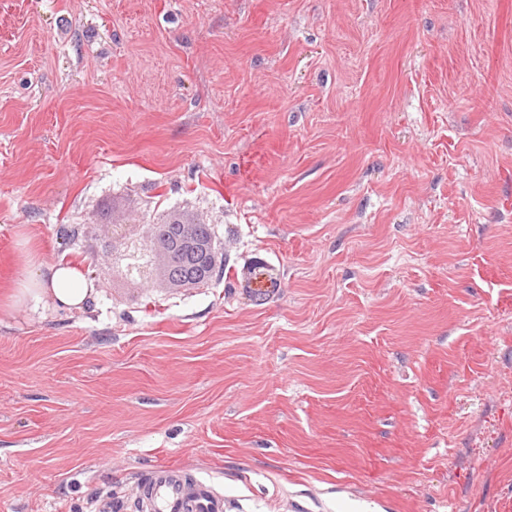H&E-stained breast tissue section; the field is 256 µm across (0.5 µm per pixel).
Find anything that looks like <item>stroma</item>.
Instances as JSON below:
<instances>
[{
  "label": "stroma",
  "instance_id": "1",
  "mask_svg": "<svg viewBox=\"0 0 512 512\" xmlns=\"http://www.w3.org/2000/svg\"><path fill=\"white\" fill-rule=\"evenodd\" d=\"M176 213L223 277L113 275L107 225ZM159 465L227 512H512V0H0V512ZM33 267L31 286L26 289L34 297L50 295L59 306L69 308L82 305L92 291L78 269L59 264L44 267L33 263Z\"/></svg>",
  "mask_w": 512,
  "mask_h": 512
}]
</instances>
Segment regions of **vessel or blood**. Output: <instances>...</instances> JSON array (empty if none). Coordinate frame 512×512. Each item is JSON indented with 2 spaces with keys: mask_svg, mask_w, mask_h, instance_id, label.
<instances>
[{
  "mask_svg": "<svg viewBox=\"0 0 512 512\" xmlns=\"http://www.w3.org/2000/svg\"><path fill=\"white\" fill-rule=\"evenodd\" d=\"M131 512H224V492L214 482L160 465L139 480Z\"/></svg>",
  "mask_w": 512,
  "mask_h": 512,
  "instance_id": "b4317fda",
  "label": "vessel or blood"
}]
</instances>
